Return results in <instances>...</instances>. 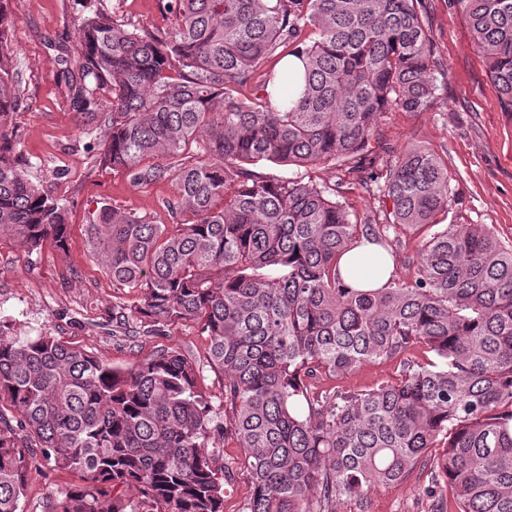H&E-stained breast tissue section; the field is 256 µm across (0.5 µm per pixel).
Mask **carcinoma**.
<instances>
[{"instance_id": "obj_1", "label": "carcinoma", "mask_w": 512, "mask_h": 512, "mask_svg": "<svg viewBox=\"0 0 512 512\" xmlns=\"http://www.w3.org/2000/svg\"><path fill=\"white\" fill-rule=\"evenodd\" d=\"M10 2L0 0V237L62 248L66 205L31 180L13 137ZM460 3L512 112V0ZM165 7L174 22L162 30L103 7L77 18L59 79L85 131L110 122L99 164L137 186L175 179L173 223L103 205L87 233L112 286L143 292V335L191 321L207 337L224 419L200 365L176 349L122 368L0 320V512H23L44 462L78 478L48 490L44 512H224L232 476L209 447L228 438L251 473L245 512H339L427 471V496L453 491L456 512H512V247L450 222L419 245L408 280L364 291L337 272L363 240L397 263L399 232L456 208L442 156L419 145L398 155L377 139L387 110L435 103L421 0ZM289 56L302 71L269 64ZM262 161L347 163L392 220L354 224L343 184L267 177L253 170ZM377 361L398 362V378L321 387Z\"/></svg>"}]
</instances>
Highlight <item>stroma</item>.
Here are the masks:
<instances>
[{
	"label": "stroma",
	"instance_id": "1",
	"mask_svg": "<svg viewBox=\"0 0 512 512\" xmlns=\"http://www.w3.org/2000/svg\"><path fill=\"white\" fill-rule=\"evenodd\" d=\"M126 21L152 30L168 28L173 17L166 0H104ZM10 39L19 73L23 104L14 116L19 147L33 165V179L68 206L67 246L45 244L27 253L11 240H0V316L21 335L41 332L62 338L124 367L155 347L177 349L201 363V382L215 412H223L222 379L205 365L207 341L195 323L168 327L164 336L132 337L140 326L134 310L140 292L113 287L95 258L86 226L102 205L148 214L158 224L170 223L166 203L175 194L173 179L147 186L98 166L93 146L108 131L99 126L85 135L70 110L66 90L57 80L58 48L74 45L75 16L91 14L92 0H11ZM425 15L436 44L441 86L425 112H386L379 130L396 153L417 144L440 154L448 163V188L459 199L462 223L491 228L504 245H512V112L506 111L498 88L475 51L467 17L458 0H424ZM259 173L296 177L309 173L319 184H342L341 202L351 219L375 224L387 209L378 196L365 192L354 174L332 165L302 170L265 162ZM397 362H375L352 374L326 380V387L364 389L395 378ZM216 466L233 476L224 496V512H243L251 492V476L236 442L214 451ZM428 481L404 482L368 491L363 502L345 503L342 512H429L424 494Z\"/></svg>",
	"mask_w": 512,
	"mask_h": 512
}]
</instances>
